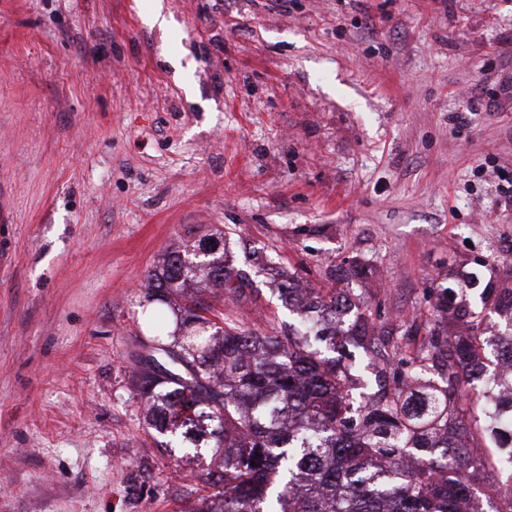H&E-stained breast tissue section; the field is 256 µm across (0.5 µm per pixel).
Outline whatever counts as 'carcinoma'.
I'll return each instance as SVG.
<instances>
[{
	"instance_id": "carcinoma-1",
	"label": "carcinoma",
	"mask_w": 512,
	"mask_h": 512,
	"mask_svg": "<svg viewBox=\"0 0 512 512\" xmlns=\"http://www.w3.org/2000/svg\"><path fill=\"white\" fill-rule=\"evenodd\" d=\"M221 243L204 239L166 250L148 271L140 302L155 347L136 355L145 422L160 448H217V467L194 474L206 493L185 512H467L473 483L488 460L472 448L498 450L512 490V372L488 370L486 351L512 360V286L467 272L442 289L425 320L407 335L390 332L363 312L352 289L301 287L273 263L278 298L295 315L276 334L224 313L203 292L248 298L253 280ZM363 272L350 264L331 277L347 283ZM482 286L480 305L463 293ZM158 306L171 309L162 322ZM220 319L212 322L205 313ZM467 326V338L453 327ZM352 363L336 357V337ZM381 341L393 361L373 368L392 391L354 405L349 374L356 354Z\"/></svg>"
}]
</instances>
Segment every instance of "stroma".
<instances>
[{"label": "stroma", "instance_id": "stroma-1", "mask_svg": "<svg viewBox=\"0 0 512 512\" xmlns=\"http://www.w3.org/2000/svg\"><path fill=\"white\" fill-rule=\"evenodd\" d=\"M512 0H0V512H179L144 421L140 289L231 231L402 339L449 275L512 279ZM226 311L288 321L257 272Z\"/></svg>", "mask_w": 512, "mask_h": 512}]
</instances>
